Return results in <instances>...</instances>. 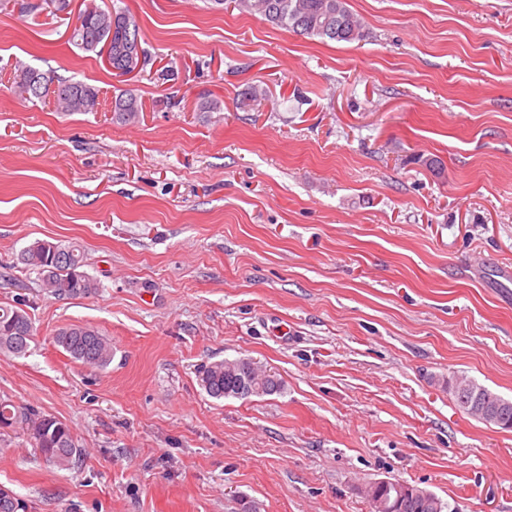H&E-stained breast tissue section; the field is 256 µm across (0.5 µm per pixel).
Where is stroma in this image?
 I'll list each match as a JSON object with an SVG mask.
<instances>
[{"label": "stroma", "instance_id": "35a3bbf8", "mask_svg": "<svg viewBox=\"0 0 512 512\" xmlns=\"http://www.w3.org/2000/svg\"><path fill=\"white\" fill-rule=\"evenodd\" d=\"M346 3L362 40L234 0H0V305L34 327L0 398L83 450L61 470L0 431L30 512H371L378 480L512 512V430L448 391L512 400V0ZM89 6L130 12L143 70L71 44ZM22 64L95 85L97 111L21 98ZM37 240L78 245L98 292L50 295L18 261ZM72 324L110 340L107 368L53 344ZM238 358L280 392L209 397L199 368ZM142 111V103L136 94L130 90H124L117 95L112 102V112L114 116L124 123H132Z\"/></svg>", "mask_w": 512, "mask_h": 512}]
</instances>
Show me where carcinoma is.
Returning <instances> with one entry per match:
<instances>
[{"instance_id":"1","label":"carcinoma","mask_w":512,"mask_h":512,"mask_svg":"<svg viewBox=\"0 0 512 512\" xmlns=\"http://www.w3.org/2000/svg\"><path fill=\"white\" fill-rule=\"evenodd\" d=\"M235 6L245 12H258L271 24L307 37L327 38L337 42H354L363 37V23L345 0H235ZM99 8L84 10L89 25L71 32L70 41L88 52H99L107 41L112 43V71L121 75L134 69L139 56L145 54L140 43L139 26L124 10L113 11L109 20L98 16ZM39 77L38 92L29 98L53 96L56 107L63 112H87V102L99 96V90L82 81L57 78L30 67H21L14 77V89L24 93V85ZM142 111L136 94L124 90L112 101L114 116L132 123ZM18 261L37 270L53 296L71 299L92 295L99 283L81 271L83 254L74 245L38 240L23 251ZM33 338V324L23 303L0 307V354L22 356L28 352ZM55 344L72 359L97 369L112 362L111 342L95 328L71 325L59 330ZM201 387L215 399L243 398L250 395H271L281 389V383L259 369L252 361H215L199 372ZM480 400L503 407L512 420V400L484 389ZM26 427L36 448L50 464L60 468L73 465L82 454L78 440L65 421L33 409L18 410L11 402L0 400V430ZM0 512H29L28 503L12 490L0 489Z\"/></svg>"}]
</instances>
